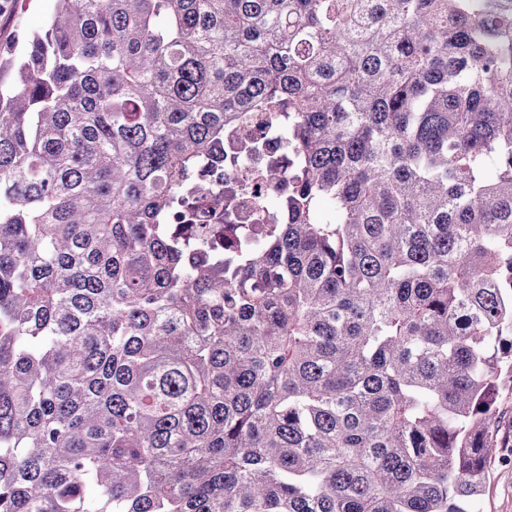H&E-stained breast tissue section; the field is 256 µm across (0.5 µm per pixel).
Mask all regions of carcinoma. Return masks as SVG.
<instances>
[{
	"mask_svg": "<svg viewBox=\"0 0 512 512\" xmlns=\"http://www.w3.org/2000/svg\"><path fill=\"white\" fill-rule=\"evenodd\" d=\"M0 61V512H468L512 376V0H53ZM274 224L185 235L224 129ZM258 115L243 124L232 126L224 133V223L225 224H266L270 210L267 201L273 195H281L286 181L271 185L264 179L269 164L279 159L286 168V153L283 148V134L268 124L258 123ZM261 140L263 148L248 157L245 168L249 179L242 182L240 175L226 164L229 151L244 150L246 140ZM238 190L229 199V189Z\"/></svg>",
	"mask_w": 512,
	"mask_h": 512,
	"instance_id": "obj_1",
	"label": "carcinoma"
}]
</instances>
